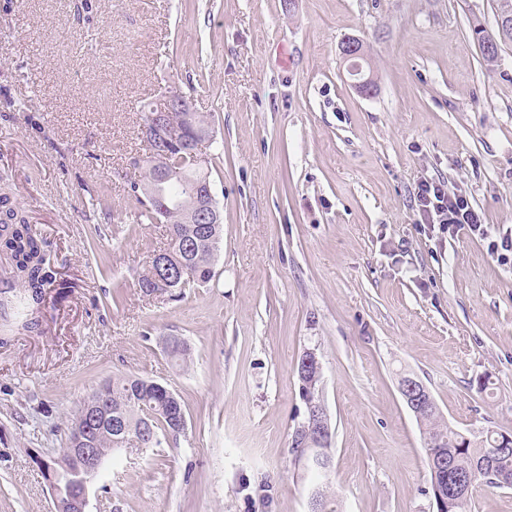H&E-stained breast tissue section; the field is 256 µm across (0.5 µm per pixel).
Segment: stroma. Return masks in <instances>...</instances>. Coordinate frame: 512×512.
Instances as JSON below:
<instances>
[{
  "label": "stroma",
  "mask_w": 512,
  "mask_h": 512,
  "mask_svg": "<svg viewBox=\"0 0 512 512\" xmlns=\"http://www.w3.org/2000/svg\"><path fill=\"white\" fill-rule=\"evenodd\" d=\"M81 2L0 0V178L67 283L0 344V512H53L33 458L121 374L175 390L188 426L111 453L91 512H310L321 487L340 512H433L402 376L451 427L512 434V264L423 232L414 201L438 178L512 226V42L490 64L472 32L494 30L497 0ZM349 37L372 96L350 83ZM168 87L208 117L223 222L213 278L180 300L140 290L167 232L128 196L143 105ZM307 351L325 483L290 449ZM400 391L408 406L413 411L415 408L430 402L429 391L421 380L415 376H407L400 381Z\"/></svg>",
  "instance_id": "obj_1"
}]
</instances>
